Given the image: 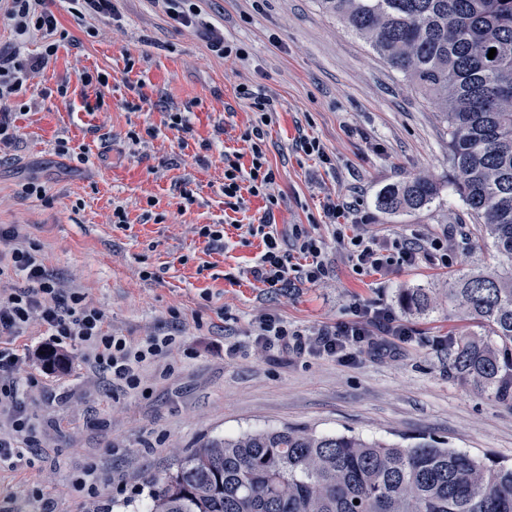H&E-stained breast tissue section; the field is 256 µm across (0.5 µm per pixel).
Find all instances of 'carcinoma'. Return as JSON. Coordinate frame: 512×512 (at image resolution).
Masks as SVG:
<instances>
[{"instance_id": "carcinoma-1", "label": "carcinoma", "mask_w": 512, "mask_h": 512, "mask_svg": "<svg viewBox=\"0 0 512 512\" xmlns=\"http://www.w3.org/2000/svg\"><path fill=\"white\" fill-rule=\"evenodd\" d=\"M319 3L435 101L448 124L453 186L512 261V0ZM437 194L433 181L415 177L385 187L378 204L416 211ZM445 298L481 328L448 337L452 370L512 408V269L463 273ZM400 302L424 314L438 297L407 288ZM148 512H512V463L434 440L404 448L284 425L213 439L177 458L152 483Z\"/></svg>"}]
</instances>
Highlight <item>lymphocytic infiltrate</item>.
I'll use <instances>...</instances> for the list:
<instances>
[{
	"label": "lymphocytic infiltrate",
	"mask_w": 512,
	"mask_h": 512,
	"mask_svg": "<svg viewBox=\"0 0 512 512\" xmlns=\"http://www.w3.org/2000/svg\"><path fill=\"white\" fill-rule=\"evenodd\" d=\"M165 12L180 26L202 29L212 50L223 55H236L247 60L243 48L226 45L223 29L204 19V0H161ZM0 12L10 20L20 38L38 36L46 41L44 55L21 56L19 50H0V156L7 155L15 144L8 104L25 90L31 76L56 54L54 36L58 19L50 8V0H0ZM245 100L256 118L243 138L251 147L249 168H242L237 155L224 156V205L238 210L244 194L264 196L267 209H274L278 199L267 189L275 179L265 153L266 125L274 112V104L266 94L241 87ZM246 235L261 238L263 250L252 268L253 277L276 288L287 281L290 270H299L305 281L317 283L327 275L322 260L323 242L302 225L292 228V245H285L273 222L265 219L247 225ZM357 274H382L394 265L412 266L421 258L448 259V241L434 238L423 242L397 238L384 243L379 239L355 235L344 239ZM305 259L294 265L295 256ZM354 317L311 334L288 328L273 315L260 316L252 331V343L261 350L293 349L302 354L349 359L359 347L379 349L384 337L405 343L411 337L409 328L385 308L371 309L357 303ZM39 325L42 338L26 343L31 325ZM79 347L81 358L90 368L112 378L129 390L141 385L143 367L171 356L180 343L176 336L158 333L134 340L113 333L106 309L87 303L84 294L74 291L62 294L58 281L46 268L40 248L28 242L19 225L0 226V413H7V431H0V468L17 467L36 439V424L22 398L18 375L32 360H40L45 374L55 366L52 355L64 345Z\"/></svg>",
	"instance_id": "obj_1"
}]
</instances>
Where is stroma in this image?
Returning <instances> with one entry per match:
<instances>
[{"instance_id":"35a3bbf8","label":"stroma","mask_w":512,"mask_h":512,"mask_svg":"<svg viewBox=\"0 0 512 512\" xmlns=\"http://www.w3.org/2000/svg\"><path fill=\"white\" fill-rule=\"evenodd\" d=\"M51 8L65 38L9 105L16 144L0 161V225H22L63 291L105 308L115 333L137 340L165 331L182 348L172 363L146 366L135 391L89 368L75 349L69 372L27 367L36 446L28 463L0 470V512L21 501L35 512H146L150 481L175 457L286 424L406 447L424 437L512 460V409L448 368L446 339L477 324L444 302L413 315L398 300L406 288L444 292L469 269L512 268L451 187L448 131L432 101L317 0H212L209 20L247 51L244 62L212 52L154 0H118L106 22L79 19L68 0ZM82 72L105 79L98 111L85 108ZM244 85L274 102L265 150L280 199L277 231L285 237L301 224L323 239L330 272L321 282L294 272L289 285L268 288L250 273L262 243L242 240L238 227L259 223L265 201L248 195L232 211L223 192V152L251 161ZM184 108L187 134L169 126V111ZM305 137L320 141L327 161L306 155ZM420 175L439 185L435 202L410 213L379 208L383 188ZM29 183L43 196L25 194ZM330 199L352 207L347 232L447 239V264L425 258L384 276L357 274L324 215ZM119 204L125 230L111 224ZM206 224L223 225V249L199 236ZM356 300L390 309L411 342L350 360L249 345L261 314L311 333L350 320ZM230 342L241 347L233 357L224 353ZM90 466L99 476L93 495L71 483Z\"/></svg>"}]
</instances>
